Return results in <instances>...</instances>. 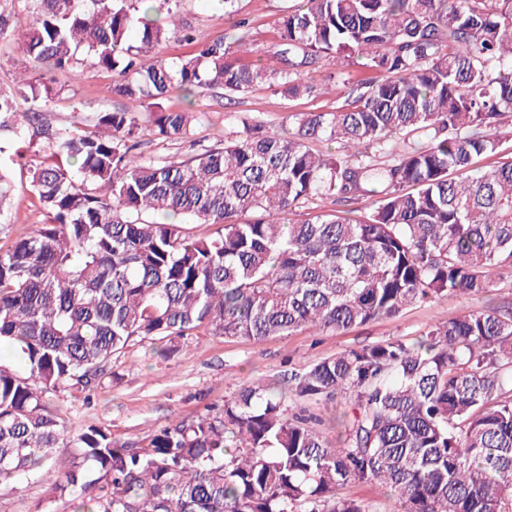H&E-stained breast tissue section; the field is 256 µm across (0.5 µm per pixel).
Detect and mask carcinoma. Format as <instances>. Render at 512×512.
I'll use <instances>...</instances> for the list:
<instances>
[{"label":"carcinoma","instance_id":"carcinoma-1","mask_svg":"<svg viewBox=\"0 0 512 512\" xmlns=\"http://www.w3.org/2000/svg\"><path fill=\"white\" fill-rule=\"evenodd\" d=\"M22 2L31 69L116 72L150 118L53 123L48 85L0 88V225L7 170L35 147L44 156L29 170L43 219L0 246V484L53 462L75 512H367L339 493L356 480L387 487L403 512H512V292L412 341L288 373L290 404L253 384L137 443L74 431L54 403L61 391L89 403L135 342L166 361L200 329L342 332L512 274V0H301L278 18L274 64L231 59L251 53L243 33L175 66L143 57L177 0ZM330 59L334 112L298 113L283 131L245 122L186 159L136 153L147 136L191 134L193 113L163 105L175 89L310 95L304 74ZM353 66L382 78L355 82ZM363 197L372 207L357 215ZM301 204L316 215L290 220ZM203 224L215 231H192ZM338 394L345 436L332 448L292 404ZM66 448L78 453L64 461Z\"/></svg>","mask_w":512,"mask_h":512}]
</instances>
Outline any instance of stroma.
<instances>
[{
	"label": "stroma",
	"instance_id": "obj_1",
	"mask_svg": "<svg viewBox=\"0 0 512 512\" xmlns=\"http://www.w3.org/2000/svg\"><path fill=\"white\" fill-rule=\"evenodd\" d=\"M288 4L289 0H239L238 16L246 21L255 47L254 53L240 56V63L269 60L278 43L277 19ZM179 17L181 26L191 29L199 42L231 39L233 28L224 19L221 0H180ZM26 27L25 10H17L13 36L0 40L2 87L11 86L27 63L21 46ZM37 78L57 91L44 107L52 121H77L95 112L143 109L140 101L119 95L115 75L104 70L41 72ZM337 103L332 94L291 100L270 88L231 97L218 89L205 90L196 96L198 120L193 143L148 138L142 142L140 152L148 159L167 154L187 157L199 149L222 147L225 133L241 122L255 119L279 128L287 125L293 114L332 111ZM41 219L27 178L15 177L12 221L0 227V245H10L30 233ZM497 298L494 291L450 297L344 333L302 330L256 341L227 339L202 331L187 337L183 352L167 361L153 357L148 345L137 343L115 361L111 382L93 396L90 405L71 404L65 394L60 395L59 402L70 406L73 428L102 426L115 439L132 442L161 426L191 419L206 408L223 407L225 400L250 383L260 381L272 386L286 379L291 368L338 352L386 340L415 338L436 320L492 307ZM58 479L57 467L49 466L35 479L0 486V512H71L67 500L55 492Z\"/></svg>",
	"mask_w": 512,
	"mask_h": 512
}]
</instances>
